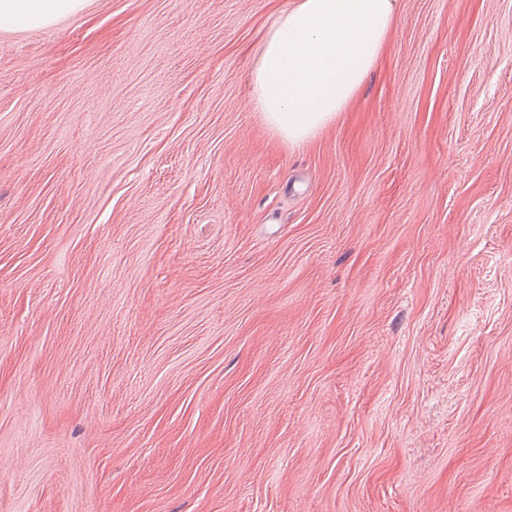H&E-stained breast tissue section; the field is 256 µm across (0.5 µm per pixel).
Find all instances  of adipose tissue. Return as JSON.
Instances as JSON below:
<instances>
[{"mask_svg": "<svg viewBox=\"0 0 512 512\" xmlns=\"http://www.w3.org/2000/svg\"><path fill=\"white\" fill-rule=\"evenodd\" d=\"M396 0H290L248 73L250 102L299 146L329 126L376 65ZM84 0H0V28L33 29L79 12Z\"/></svg>", "mask_w": 512, "mask_h": 512, "instance_id": "obj_1", "label": "adipose tissue"}]
</instances>
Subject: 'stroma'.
<instances>
[{
  "mask_svg": "<svg viewBox=\"0 0 512 512\" xmlns=\"http://www.w3.org/2000/svg\"><path fill=\"white\" fill-rule=\"evenodd\" d=\"M286 3L0 28V512H512V0H397L299 147Z\"/></svg>",
  "mask_w": 512,
  "mask_h": 512,
  "instance_id": "stroma-1",
  "label": "stroma"
}]
</instances>
